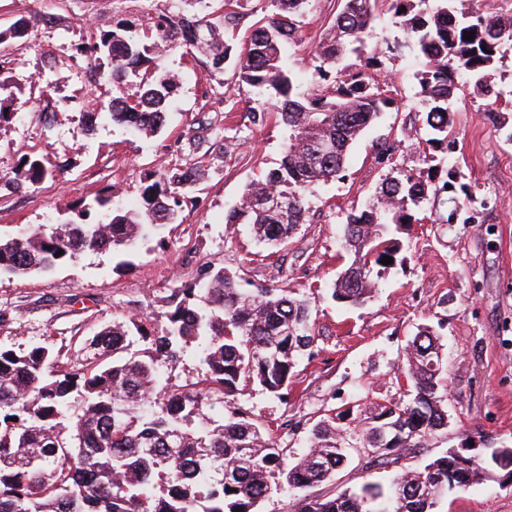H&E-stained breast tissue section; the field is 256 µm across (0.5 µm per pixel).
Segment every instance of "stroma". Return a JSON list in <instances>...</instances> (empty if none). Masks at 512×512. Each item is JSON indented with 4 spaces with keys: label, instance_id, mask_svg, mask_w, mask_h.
<instances>
[{
    "label": "stroma",
    "instance_id": "obj_1",
    "mask_svg": "<svg viewBox=\"0 0 512 512\" xmlns=\"http://www.w3.org/2000/svg\"><path fill=\"white\" fill-rule=\"evenodd\" d=\"M340 7V0H314L303 19L288 66L304 88L313 85V48ZM169 9V0H0V31L28 24L24 38L0 44V107L13 114L0 123L1 234L65 221L107 187L119 208L139 198L148 174L188 162L200 170L177 222L148 234L134 252L87 251L46 273L0 275V342L22 349L47 342L69 358L86 357L104 326L130 318L161 326L174 288L224 267L240 274L243 287L283 286L311 301L315 343L297 364L286 400L255 384L234 398L289 454L306 451L320 418L335 416L350 430L396 402L405 348L425 325L444 346L448 427L428 447L406 452L404 465L422 466L451 448L483 456L512 445V58L491 72L507 126L492 124L483 99L463 89L453 101L447 146L431 143L410 110L418 100L419 61L387 53L399 32L381 14L364 47L379 59L369 77L402 107L383 112L353 147L343 180L313 188L306 223L272 249L248 225L226 218L244 186L279 165L288 130L272 113L253 121L232 70H211L182 48L161 50L158 63L176 83L163 131L147 139L109 123L91 135L85 130L82 106L119 91L108 68L87 70L78 46L120 20L144 29L150 16ZM384 144L424 180L450 174L466 185L478 221L435 223L422 210L421 222L398 230L402 250L377 278L374 297L352 307L329 293L351 262L341 220L390 174V164L378 158ZM30 155L48 176L15 189V174ZM393 473L369 466L360 452L318 491L385 483ZM437 512H512V485L474 486L443 499Z\"/></svg>",
    "mask_w": 512,
    "mask_h": 512
}]
</instances>
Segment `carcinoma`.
<instances>
[{"label":"carcinoma","mask_w":512,"mask_h":512,"mask_svg":"<svg viewBox=\"0 0 512 512\" xmlns=\"http://www.w3.org/2000/svg\"><path fill=\"white\" fill-rule=\"evenodd\" d=\"M380 1L402 32L389 51L423 60L415 75L422 129L431 141L445 143L459 85L486 100L500 96L489 75L512 49L509 10L460 13L459 0H440L426 17L416 10L423 0H341L314 47L313 78L333 80L329 92L301 90L286 62L312 0H267L270 14L253 26L237 56L216 34L210 13H157L149 18L150 37L118 22L76 48L93 66L107 61L113 82L130 84L98 111L83 113L87 130L100 121L146 136L163 130L175 82L156 62L161 46L195 49L214 70L234 63L239 85L276 97L251 108L254 118L275 112L289 135L279 167L244 187L227 223L249 224L259 241L277 248L305 223L307 189L344 178L353 144L393 104L367 80L365 68L376 57L340 66L350 54L361 57ZM224 5V27L234 29L243 4ZM467 32L475 38L463 39ZM46 174L41 160L29 156L16 187L37 184ZM198 179L197 168H176L150 179L126 210L109 209V191L95 199L94 214L87 207L76 221L0 237V274L47 272L85 251L128 253L147 228L177 219L182 198ZM448 184L425 182L400 166L372 203L348 213L342 240L353 259L338 275L331 298L349 306L367 303L375 291L373 267L401 251L390 226L417 222L415 213L425 205L447 210L464 224L474 222L475 215L462 214L466 188ZM198 285L201 307L190 303ZM170 303L174 307L159 331H146L134 318L114 322L92 341L93 360L77 359L65 371L58 369V353L49 344L17 351L0 343V512H258L277 476L299 493L296 512H434L448 493L512 474L507 446L488 457L451 448L417 469L400 464L403 452L424 447L426 438L448 426L441 344L434 331L420 327L406 353L401 398L364 423L355 438L377 464L397 465L395 476L386 486L365 483L316 495L312 489L331 480L350 458L352 445L336 423L317 422L310 448L290 463L287 449L249 416L235 410L219 418L205 413L206 405L239 394L250 382L286 398L296 363L315 341L309 300L286 288L246 291L221 267L196 285L174 289ZM135 334L146 348L119 356L133 346ZM188 346L201 364L202 388L168 385L157 391L161 369Z\"/></svg>","instance_id":"obj_1"}]
</instances>
